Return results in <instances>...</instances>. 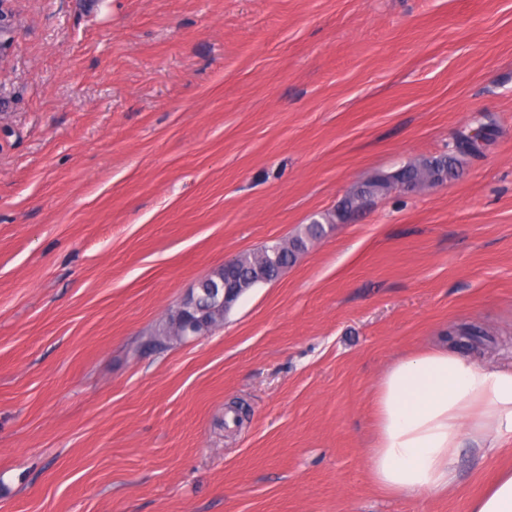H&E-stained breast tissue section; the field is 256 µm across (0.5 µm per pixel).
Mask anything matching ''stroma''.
<instances>
[{
	"label": "stroma",
	"mask_w": 512,
	"mask_h": 512,
	"mask_svg": "<svg viewBox=\"0 0 512 512\" xmlns=\"http://www.w3.org/2000/svg\"><path fill=\"white\" fill-rule=\"evenodd\" d=\"M0 512H469L391 495L374 389L464 324L512 361V0H8ZM490 139L334 224L223 326L150 350L224 260L355 185Z\"/></svg>",
	"instance_id": "stroma-1"
}]
</instances>
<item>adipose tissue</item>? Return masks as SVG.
Wrapping results in <instances>:
<instances>
[{"mask_svg": "<svg viewBox=\"0 0 512 512\" xmlns=\"http://www.w3.org/2000/svg\"><path fill=\"white\" fill-rule=\"evenodd\" d=\"M373 483L416 497L453 492L462 455L512 446V362L482 363L428 347L395 360L375 388ZM470 512H512V466L502 469Z\"/></svg>", "mask_w": 512, "mask_h": 512, "instance_id": "obj_1", "label": "adipose tissue"}]
</instances>
